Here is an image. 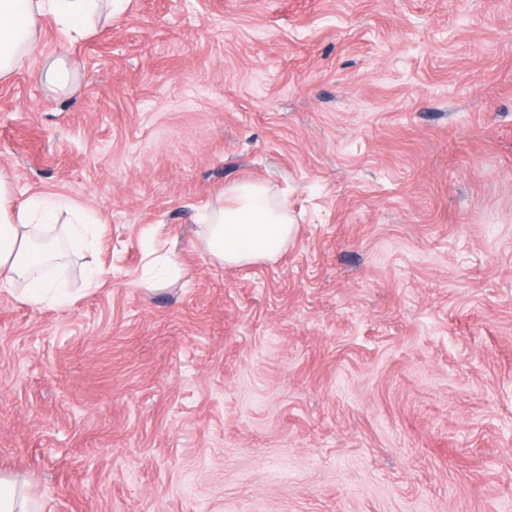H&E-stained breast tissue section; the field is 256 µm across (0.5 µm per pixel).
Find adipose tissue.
<instances>
[{"instance_id":"adipose-tissue-1","label":"adipose tissue","mask_w":512,"mask_h":512,"mask_svg":"<svg viewBox=\"0 0 512 512\" xmlns=\"http://www.w3.org/2000/svg\"><path fill=\"white\" fill-rule=\"evenodd\" d=\"M127 0H0V79L19 64L41 17L52 16L72 40L94 31L101 12L122 10ZM70 220L61 224L58 212ZM288 203L258 181L233 184L203 217L202 245L217 264L243 267L273 260L295 236ZM89 224L85 212L70 200L42 196L16 202L7 174L0 172V291L16 292L33 305L67 304L71 294L59 275L57 241L68 253L85 244Z\"/></svg>"}]
</instances>
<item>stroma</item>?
<instances>
[{"mask_svg": "<svg viewBox=\"0 0 512 512\" xmlns=\"http://www.w3.org/2000/svg\"><path fill=\"white\" fill-rule=\"evenodd\" d=\"M0 170L98 223L68 306L0 293V470L44 512H512V0L48 17ZM242 180L298 230L227 268L197 217Z\"/></svg>", "mask_w": 512, "mask_h": 512, "instance_id": "1", "label": "stroma"}]
</instances>
